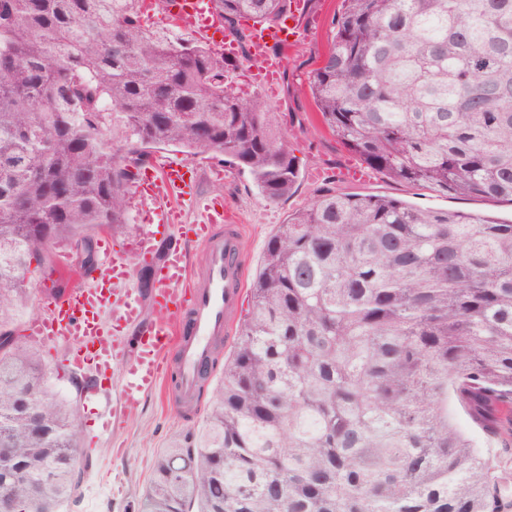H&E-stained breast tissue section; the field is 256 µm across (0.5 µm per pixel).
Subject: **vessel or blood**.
<instances>
[{"mask_svg":"<svg viewBox=\"0 0 512 512\" xmlns=\"http://www.w3.org/2000/svg\"><path fill=\"white\" fill-rule=\"evenodd\" d=\"M307 11V0H292L287 24L255 25L247 32L249 47L261 61L252 78L268 93L277 91L285 68L284 50L299 38ZM165 13L173 21L199 15L197 35L222 48L225 55H235L236 41L225 33L224 21L212 10L210 0H166ZM134 190L151 202L156 218L155 224L143 231L136 253L104 249L100 276L53 303L48 315L32 320L28 328L35 339L71 343L69 364L74 373L89 378V402H96L104 390L103 373L119 365L121 382L112 408L116 416L136 409L157 390L166 373L173 375L184 398L195 396L208 371L212 343L228 334L243 288L240 254L244 228L225 215L223 204H202L198 223H183L179 202L195 196L184 162L168 160L145 169ZM160 226L172 228L179 239L161 256L156 255L154 244ZM188 241L206 252L202 273H193L187 262L184 244ZM134 256L155 267L152 288L145 296L130 283L129 264ZM146 296L155 308L166 311V318H145L142 299ZM131 327L137 330L132 348L125 335Z\"/></svg>","mask_w":512,"mask_h":512,"instance_id":"b4317fda","label":"vessel or blood"}]
</instances>
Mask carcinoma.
<instances>
[{"label":"carcinoma","mask_w":512,"mask_h":512,"mask_svg":"<svg viewBox=\"0 0 512 512\" xmlns=\"http://www.w3.org/2000/svg\"><path fill=\"white\" fill-rule=\"evenodd\" d=\"M140 0H0V494L58 512L80 478V414L20 333L41 237L127 228L155 149L210 152L264 198L299 179L237 65L139 23ZM229 32L291 0H212ZM308 77L367 168L512 203V0H343ZM56 51L49 53L45 43ZM182 52L173 53L174 46ZM512 435V222L320 189L271 236L207 425L157 457L140 512H502L507 487L451 423ZM23 467L26 483L5 471Z\"/></svg>","instance_id":"carcinoma-1"}]
</instances>
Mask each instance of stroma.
Instances as JSON below:
<instances>
[{
  "label": "stroma",
  "instance_id": "35a3bbf8",
  "mask_svg": "<svg viewBox=\"0 0 512 512\" xmlns=\"http://www.w3.org/2000/svg\"><path fill=\"white\" fill-rule=\"evenodd\" d=\"M310 8L301 37L286 55L276 95H263L265 109L288 136L300 171L291 195L279 202L267 201L247 172L226 164L210 153L190 155L176 146L155 151V158L178 156L194 167L196 192L210 200L223 199L225 207L245 229L243 249L245 283H252L270 236L289 213L303 207L316 190L330 187L357 195H386L428 210L462 211L512 221V204L487 197H459L430 186L393 181L382 173L364 168L357 156L339 143L319 122L317 107L307 90V79L327 48L330 23L342 0H308ZM223 170V180L213 178ZM47 368L49 385L61 396L78 402L81 415L80 445L90 457H79L84 481L77 497L66 501L59 512H138L155 460L165 448L186 434L198 433L211 404L209 395L222 381L221 366L210 369L193 405L173 403V386L147 396L141 406L122 416L110 429H103L95 407L82 404L79 394L63 370L68 346L38 342ZM448 409L455 423L473 440L495 467L498 479L512 487V455L504 454L499 437L483 433L470 422L456 402Z\"/></svg>",
  "mask_w": 512,
  "mask_h": 512
}]
</instances>
